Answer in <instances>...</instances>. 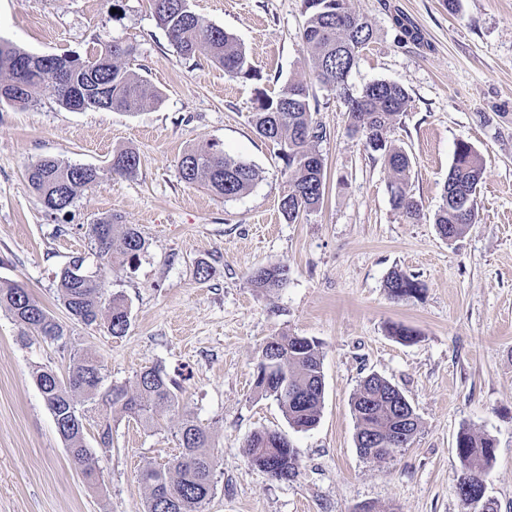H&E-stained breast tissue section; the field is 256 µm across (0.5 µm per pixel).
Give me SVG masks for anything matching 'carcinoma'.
<instances>
[{"mask_svg": "<svg viewBox=\"0 0 512 512\" xmlns=\"http://www.w3.org/2000/svg\"><path fill=\"white\" fill-rule=\"evenodd\" d=\"M151 2L158 27L178 55L191 57L203 49L213 63L224 69V74L244 80L260 78L242 45L223 28L204 22L186 5L187 0ZM304 6L302 41L316 79L343 100L350 130L361 129L366 145L383 152L393 177V208L408 219L418 217L420 205L410 184L411 159L405 151L387 145L385 137L396 118L410 106L407 91L386 80L375 81L356 95L347 86L360 50L374 36L371 23L353 12L348 0H304ZM131 53V47L117 40L100 42V50L84 59L68 54L39 55L0 40V90L11 89L17 83L26 87L19 95H0V107L34 106L49 85L59 104L70 110L80 95L88 110L139 112L158 102L160 94L125 66V58ZM252 124L256 133L285 158L288 176L280 211L286 221L293 223L321 204L325 190L324 161L316 151L325 132L313 121L308 85L290 80L274 98L258 93ZM139 164L135 151L122 149L112 154L109 170L114 176L132 177ZM178 169L185 183L200 185L227 201L249 192L259 180V171L253 165L226 154L216 141L184 152ZM483 175L479 153L470 151L468 143L459 142L443 185L442 203L435 214L434 224L442 238L454 241L475 223L477 190ZM100 177L95 168L51 157L41 158L27 168L28 182L50 215L66 212L81 189L98 182ZM87 236L104 268L132 266L147 249L138 227L122 224L120 217L112 214L87 225ZM287 279L288 270L280 265L258 268L251 275L254 287L267 294L283 287ZM58 288L72 322L102 326L113 337L126 334L129 304L123 295L108 292L100 271L89 270L84 257L73 258L60 270ZM385 288L396 301L418 300L424 291V285L414 275L397 269L388 274ZM0 310L27 333L63 347L71 341L64 325L19 285L0 286ZM34 380L72 462L88 478L93 476V469L84 436L87 405L105 407L97 422L98 439L105 448L112 445V415L131 417L150 430L159 425L163 410L179 405L177 385L159 365L136 374L130 387L108 385L102 362L76 352L67 378L42 368L34 372ZM255 388L259 395L278 403L290 427L297 431L313 428L320 418L324 394L319 342L285 334L269 337L255 370ZM396 396L394 384L373 374L363 380L351 401L357 435L363 438L372 433L379 438L380 461L406 447L419 428L416 420L406 433L396 429ZM175 437L178 455L163 465L149 464L138 473L139 482L147 490L145 512H206L217 469L209 431L184 418ZM247 448L252 465L270 477L289 480L297 475L298 457L287 434L256 432ZM495 448V439L488 435L468 429L458 433L456 451L462 466L458 484L463 490L464 506H469L468 499L480 495Z\"/></svg>", "mask_w": 512, "mask_h": 512, "instance_id": "cac0c4a2", "label": "carcinoma"}]
</instances>
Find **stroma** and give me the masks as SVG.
Here are the masks:
<instances>
[{
    "label": "stroma",
    "mask_w": 512,
    "mask_h": 512,
    "mask_svg": "<svg viewBox=\"0 0 512 512\" xmlns=\"http://www.w3.org/2000/svg\"><path fill=\"white\" fill-rule=\"evenodd\" d=\"M373 25L348 77L353 92L386 80L411 103L387 139L412 162L421 202L405 219L390 202L381 154L349 129L334 92L316 81L303 50V0H190L205 22L245 47L258 81L225 76L206 52L177 55L150 0H0V39L39 54L94 53L101 40L132 47L129 68L162 93L135 114L72 112L51 90L37 105L0 107V284H17L59 321L72 345L22 335L0 311V512H144L138 470L178 455L175 430L189 416L209 430L218 458L208 512H465L456 493V437L467 428L495 439L485 478L498 512H512V0H349ZM401 12L420 34L406 43L391 19ZM307 83L314 121L325 131L320 206L296 223L279 210L285 163L256 133L257 92ZM254 165L260 177L232 200L182 181L184 151L209 141ZM484 160L475 224L442 239L434 224L459 141ZM140 155L136 176H112L118 149ZM45 156L99 168L100 180L69 212H45L27 167ZM137 225L148 243L134 267L104 273L130 306L125 336L70 322L57 274L72 257L96 268L87 226L105 214ZM212 268L196 276L198 263ZM278 264L283 288L265 294L251 272ZM425 286L397 302L385 288L393 269ZM415 329L403 344L392 325ZM316 339L323 354L320 421L290 429L277 402L259 396L254 369L269 336ZM101 360L112 384H132L159 365L179 385L178 409L147 431L116 416L112 445L100 447L97 411L85 422L95 483L73 464L33 373L67 376L74 352ZM377 374L397 385L420 419L412 443L384 461L356 448L351 399ZM288 434L299 473L279 481L251 466L254 432Z\"/></svg>",
    "instance_id": "obj_1"
}]
</instances>
